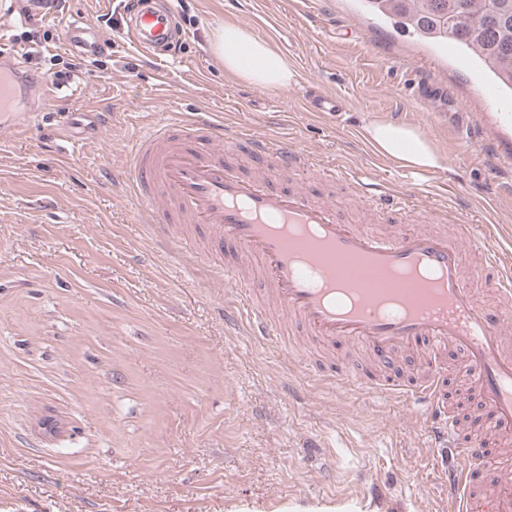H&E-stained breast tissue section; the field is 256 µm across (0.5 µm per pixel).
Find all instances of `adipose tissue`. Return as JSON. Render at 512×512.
Here are the masks:
<instances>
[{
	"label": "adipose tissue",
	"mask_w": 512,
	"mask_h": 512,
	"mask_svg": "<svg viewBox=\"0 0 512 512\" xmlns=\"http://www.w3.org/2000/svg\"><path fill=\"white\" fill-rule=\"evenodd\" d=\"M212 49L223 60L226 72L254 86L282 88L293 78L282 55L238 26L228 24L218 29L213 36ZM366 134L381 155L403 167L428 170L444 166V159L436 147L416 127L394 121H376L367 125Z\"/></svg>",
	"instance_id": "adipose-tissue-1"
}]
</instances>
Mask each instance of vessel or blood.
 I'll return each mask as SVG.
<instances>
[{
    "label": "vessel or blood",
    "instance_id": "b4317fda",
    "mask_svg": "<svg viewBox=\"0 0 512 512\" xmlns=\"http://www.w3.org/2000/svg\"><path fill=\"white\" fill-rule=\"evenodd\" d=\"M123 27L135 48L149 58L179 51L186 34L172 0H123ZM61 42L84 56H95L111 42L90 21H63ZM36 108L12 113L10 129L23 131L56 107V86L41 80L35 86ZM411 93L417 102L443 99L450 137L476 138L468 112L452 91L424 79ZM308 112L339 116L342 96L311 86L302 91ZM293 172L326 185L338 186L340 197L313 198L296 187H276L266 171ZM125 179L150 223L176 237L179 227H204L211 235L210 254L216 274H238L248 268L257 288L239 289V304L251 326L282 352L294 348L297 335L313 348L358 346L373 365L386 371L383 379L349 367L321 368L320 374L344 391L381 393L423 404V422L435 447L454 449L455 457L442 474L448 483L451 512H512V467L505 465L503 444L512 441V262L506 261L489 238H476L462 214L423 204L409 205L402 192L383 181L363 182L343 166L326 168L313 153L225 127L204 112L169 121L141 133L131 151ZM397 212L413 230L391 237L360 223L342 219L350 202ZM421 223L443 224L436 233L418 231ZM310 231L317 239L310 254L315 263L327 256L358 259L369 271L419 269L431 272L425 300L407 304L398 315L380 311L382 291L348 281L360 291L357 306L336 303V269L327 265L328 285L314 287L299 264L279 225ZM482 255V272L474 274L467 255ZM483 278L495 303H481L474 281ZM453 353L456 371L479 402L499 445L480 435L459 447V432L448 417L446 382L441 372L407 385L390 370L403 353Z\"/></svg>",
    "mask_w": 512,
    "mask_h": 512
}]
</instances>
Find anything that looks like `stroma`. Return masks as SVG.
<instances>
[{
    "mask_svg": "<svg viewBox=\"0 0 512 512\" xmlns=\"http://www.w3.org/2000/svg\"><path fill=\"white\" fill-rule=\"evenodd\" d=\"M7 2L0 38L63 100L24 134L0 127V512H448L421 408L337 392L253 335L234 288L159 240L121 176L147 127L203 110L458 209L512 256V171L449 141L408 96L433 70L512 149L464 54L356 0H176L187 39L156 61L126 40L121 0H63L35 25L28 0ZM105 15L111 49L71 67L61 21ZM227 24L287 59L288 87L225 72L210 43ZM28 30L40 43L21 41ZM311 81L345 98L341 120L300 111ZM65 112L97 113L101 136H65ZM374 119L419 127L445 167L424 175L376 153L363 137Z\"/></svg>",
    "mask_w": 512,
    "mask_h": 512,
    "instance_id": "35a3bbf8",
    "label": "stroma"
}]
</instances>
